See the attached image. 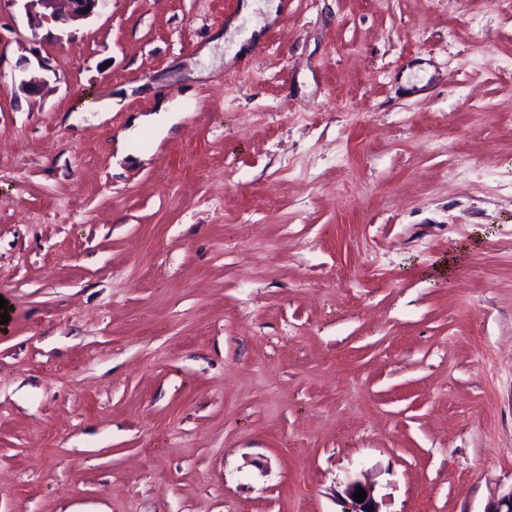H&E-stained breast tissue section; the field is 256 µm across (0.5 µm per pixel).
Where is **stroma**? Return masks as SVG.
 I'll use <instances>...</instances> for the list:
<instances>
[{
    "label": "stroma",
    "instance_id": "35a3bbf8",
    "mask_svg": "<svg viewBox=\"0 0 512 512\" xmlns=\"http://www.w3.org/2000/svg\"><path fill=\"white\" fill-rule=\"evenodd\" d=\"M240 3L0 0V512H342L351 478L486 512L512 0H281L230 59ZM162 97L180 121L116 160ZM30 21L40 25L44 21L62 24L78 23L112 6V0H19Z\"/></svg>",
    "mask_w": 512,
    "mask_h": 512
}]
</instances>
